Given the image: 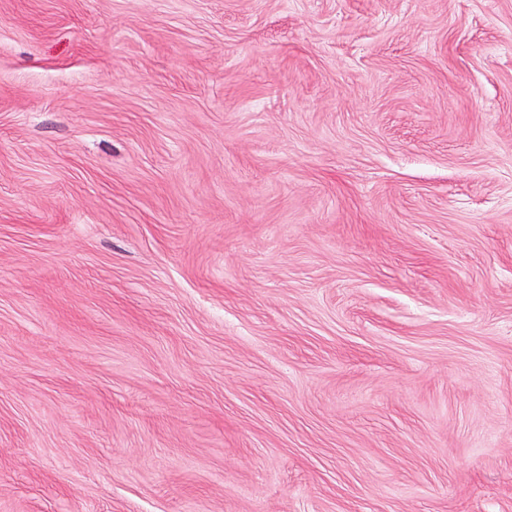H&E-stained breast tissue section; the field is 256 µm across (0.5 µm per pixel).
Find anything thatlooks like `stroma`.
<instances>
[{"label": "stroma", "mask_w": 512, "mask_h": 512, "mask_svg": "<svg viewBox=\"0 0 512 512\" xmlns=\"http://www.w3.org/2000/svg\"><path fill=\"white\" fill-rule=\"evenodd\" d=\"M0 512H512V0H0Z\"/></svg>", "instance_id": "stroma-1"}]
</instances>
